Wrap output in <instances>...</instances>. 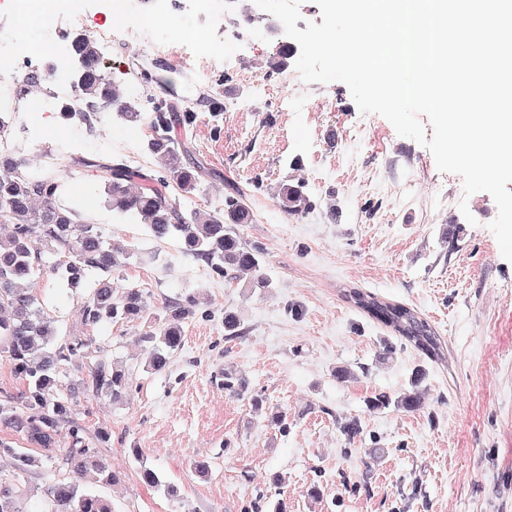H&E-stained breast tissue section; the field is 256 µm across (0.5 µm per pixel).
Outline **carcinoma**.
I'll return each mask as SVG.
<instances>
[{
  "mask_svg": "<svg viewBox=\"0 0 512 512\" xmlns=\"http://www.w3.org/2000/svg\"><path fill=\"white\" fill-rule=\"evenodd\" d=\"M73 60L79 104L67 105L61 118L80 125L106 110L109 118L135 125L141 122V112L150 111L145 146L164 160L167 177L161 179L110 157L67 152L56 160L67 157L73 167L95 170L112 211L134 219L154 239H176L185 254L212 269L247 275L255 288L270 287L260 252L242 244L231 228L251 219L243 198L230 197L224 201V212L211 213L182 207L174 193L178 189L192 194L211 176L203 163L190 166L185 162L192 148V118L172 101L154 99L148 109L132 101L122 84L100 68L97 46L90 39L74 38ZM63 195L64 184L55 165L34 171L22 157L0 152V224L12 226L8 235L0 236V354L6 355L23 382V388L12 396V404L0 406V428L18 433L26 442L19 447L1 437L0 456L10 457L22 474L50 462L70 473L92 470L99 481L111 484L116 482L115 474L91 451L83 428L71 420L70 403L80 392L113 401L122 398L127 389L126 371L93 346L91 337H61L57 320L21 282L47 272L77 290L86 287L89 274H97L98 281L79 311L82 325L148 320L138 340L149 354L147 369L154 374L169 369L172 356L182 347V325L195 314L203 294L193 290L154 309L144 289L113 287L112 270L136 258L138 250L107 241L78 207L61 204ZM278 197L288 214H301L309 207L298 183L282 184ZM43 251L60 254L62 259L47 265L42 261ZM344 296L371 320L389 328L401 343L432 362L446 361L440 336L415 309L360 288H347ZM223 326L226 339L243 334L241 318L235 312L224 311ZM66 368L72 372L67 387L60 380ZM422 381L423 373L418 371L411 389L394 400L381 395L370 407L393 405L416 411L424 405L418 389ZM222 387L230 397H240L247 390L245 382L231 371L224 372ZM45 495L50 512H112L109 501L64 478L48 486ZM0 512H25L18 491L2 482Z\"/></svg>",
  "mask_w": 512,
  "mask_h": 512,
  "instance_id": "obj_1",
  "label": "carcinoma"
}]
</instances>
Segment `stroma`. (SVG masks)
<instances>
[{
    "label": "stroma",
    "mask_w": 512,
    "mask_h": 512,
    "mask_svg": "<svg viewBox=\"0 0 512 512\" xmlns=\"http://www.w3.org/2000/svg\"><path fill=\"white\" fill-rule=\"evenodd\" d=\"M274 19L234 45L210 43L207 98L191 126L195 157L213 176L185 197L189 209L218 211L243 196L252 215L238 238L258 249L272 287L215 273L174 240L148 237L142 225L113 214L91 173L63 169L67 194L87 201L104 236L138 247L140 256L112 273L116 288L146 289L151 305L204 291L206 301L182 329L183 344L166 375L146 369L139 327L106 323L91 329L97 347L129 371L121 402L90 393L71 404L87 434L107 430L100 453L116 485L95 473L81 487L112 502V512H512V262L489 230L493 198L478 192L462 215L459 175L440 172L425 146L398 136L376 114H361L340 82L295 88L286 68L273 69ZM110 76L143 94L174 102L185 96L182 74L156 83L170 62L112 48ZM274 85L259 97L256 80ZM303 105L281 111L277 94ZM35 138L79 145L76 127L50 112L19 114ZM362 140H354L358 129ZM86 152L124 158L123 143L143 147L141 127L109 122ZM302 184L312 207L291 216L278 206L285 182ZM365 288L419 311L448 348L440 365L400 343L343 296ZM30 290L62 333L85 332L78 312L85 293L38 277ZM243 317L244 334L228 340L225 310ZM353 379L337 378L338 368ZM243 376L248 393L225 394L221 371ZM425 406L370 409L376 396H397L416 370ZM285 424H276L277 415ZM357 424L347 436L346 424ZM141 448L136 461L133 448ZM161 475L143 483L141 466ZM58 477L44 466L21 474L0 459V480L26 495L27 512H47L45 489ZM318 489L311 498L310 489Z\"/></svg>",
    "instance_id": "stroma-1"
}]
</instances>
